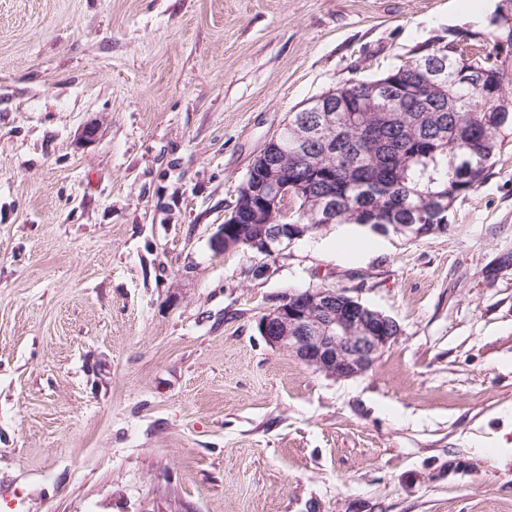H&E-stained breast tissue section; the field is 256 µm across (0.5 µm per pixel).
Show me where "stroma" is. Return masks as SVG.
Listing matches in <instances>:
<instances>
[{
  "instance_id": "stroma-1",
  "label": "stroma",
  "mask_w": 512,
  "mask_h": 512,
  "mask_svg": "<svg viewBox=\"0 0 512 512\" xmlns=\"http://www.w3.org/2000/svg\"><path fill=\"white\" fill-rule=\"evenodd\" d=\"M500 0H0V512H512V132L446 233L216 249L309 99ZM400 334L335 380L289 293ZM259 328L270 346L338 380L368 371L398 335L391 318L331 288L289 294Z\"/></svg>"
}]
</instances>
